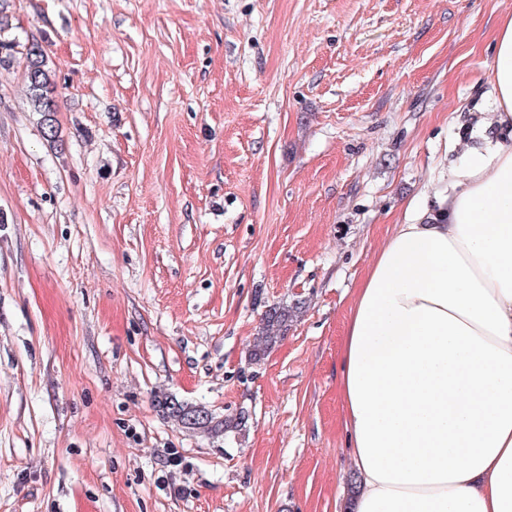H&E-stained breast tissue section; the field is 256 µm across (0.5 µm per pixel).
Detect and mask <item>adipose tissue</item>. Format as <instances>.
<instances>
[{
  "instance_id": "obj_1",
  "label": "adipose tissue",
  "mask_w": 512,
  "mask_h": 512,
  "mask_svg": "<svg viewBox=\"0 0 512 512\" xmlns=\"http://www.w3.org/2000/svg\"><path fill=\"white\" fill-rule=\"evenodd\" d=\"M489 81L496 138L370 263L340 353L350 512H512V16Z\"/></svg>"
}]
</instances>
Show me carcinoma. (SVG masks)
Returning a JSON list of instances; mask_svg holds the SVG:
<instances>
[{
  "label": "carcinoma",
  "mask_w": 512,
  "mask_h": 512,
  "mask_svg": "<svg viewBox=\"0 0 512 512\" xmlns=\"http://www.w3.org/2000/svg\"><path fill=\"white\" fill-rule=\"evenodd\" d=\"M17 54L24 57V78L31 105L34 111L45 117V122L48 123L46 140L56 143L58 142L57 128L52 125L51 119V114L57 112L54 72L49 66L43 48L39 44L35 42L22 44L14 39L0 38V65L11 62ZM303 305L304 302L299 300L291 306H278L266 311L261 333L253 339L251 350L253 359H260L268 349L283 337L285 331H287L288 322L292 320L295 313ZM161 408L168 417L182 426L208 434L220 431L228 432L233 428L241 427L245 423V415L242 413L234 417L226 416L222 420L212 415L205 420L192 423L190 418L200 414L197 407L173 398L162 401Z\"/></svg>",
  "instance_id": "1"
}]
</instances>
